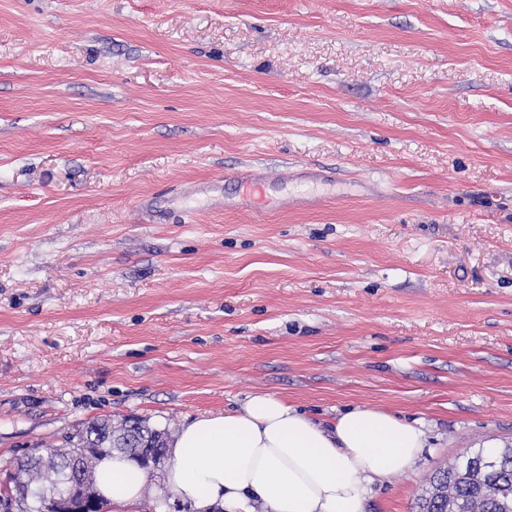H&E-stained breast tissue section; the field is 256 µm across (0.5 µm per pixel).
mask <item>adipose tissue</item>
Returning <instances> with one entry per match:
<instances>
[{
  "label": "adipose tissue",
  "instance_id": "ef3b65f1",
  "mask_svg": "<svg viewBox=\"0 0 512 512\" xmlns=\"http://www.w3.org/2000/svg\"><path fill=\"white\" fill-rule=\"evenodd\" d=\"M425 433L395 415L357 406L326 428L277 395H250L240 410L204 414L184 425L169 449L164 484L170 499L196 512H362L368 484L409 471ZM97 488L114 512L142 497L138 464L102 458Z\"/></svg>",
  "mask_w": 512,
  "mask_h": 512
}]
</instances>
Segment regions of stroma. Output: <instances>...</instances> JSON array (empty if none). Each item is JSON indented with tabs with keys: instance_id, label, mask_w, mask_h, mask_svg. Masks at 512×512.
<instances>
[{
	"instance_id": "obj_1",
	"label": "stroma",
	"mask_w": 512,
	"mask_h": 512,
	"mask_svg": "<svg viewBox=\"0 0 512 512\" xmlns=\"http://www.w3.org/2000/svg\"><path fill=\"white\" fill-rule=\"evenodd\" d=\"M257 392L512 446V0H0V487Z\"/></svg>"
}]
</instances>
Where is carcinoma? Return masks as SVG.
<instances>
[{
	"mask_svg": "<svg viewBox=\"0 0 512 512\" xmlns=\"http://www.w3.org/2000/svg\"><path fill=\"white\" fill-rule=\"evenodd\" d=\"M168 434L147 425L114 427L107 421H93L66 437L62 448H36L34 452L50 457L26 467L11 466L6 489L21 485L27 496L17 505V512H38L42 499L64 493L71 481L68 457L81 448L92 452L83 464H93L104 456L121 454L132 459L149 446L167 447ZM433 493L421 496L417 512H443L452 503L459 512H512V448H499L487 454L480 448L463 460L438 471L429 482Z\"/></svg>",
	"mask_w": 512,
	"mask_h": 512,
	"instance_id": "carcinoma-1",
	"label": "carcinoma"
}]
</instances>
